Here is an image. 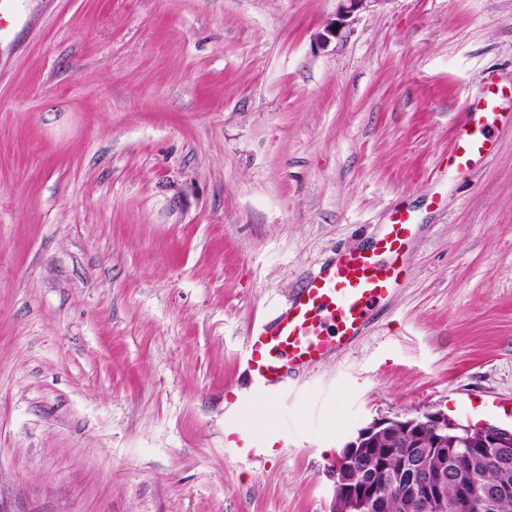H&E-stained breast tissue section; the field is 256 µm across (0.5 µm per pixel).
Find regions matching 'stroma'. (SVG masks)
<instances>
[{
	"label": "stroma",
	"instance_id": "stroma-1",
	"mask_svg": "<svg viewBox=\"0 0 512 512\" xmlns=\"http://www.w3.org/2000/svg\"><path fill=\"white\" fill-rule=\"evenodd\" d=\"M9 0L0 13V512H333L381 417L512 429V0ZM417 223L352 348L288 391L239 356L322 262ZM277 451L241 459L227 421ZM339 2L336 12V22L331 23L327 31L337 34L347 22L357 13L366 10L375 0H337ZM500 97V90L491 88L484 100L464 112L450 156L457 169L469 168L489 152L494 129L505 119L504 112H498Z\"/></svg>",
	"mask_w": 512,
	"mask_h": 512
}]
</instances>
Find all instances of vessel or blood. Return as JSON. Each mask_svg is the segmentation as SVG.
<instances>
[{
  "mask_svg": "<svg viewBox=\"0 0 512 512\" xmlns=\"http://www.w3.org/2000/svg\"><path fill=\"white\" fill-rule=\"evenodd\" d=\"M500 97L499 89H489L464 113L450 156L457 168L470 167L489 152L493 132L505 118ZM414 226L413 215L400 212L370 248L342 252L323 264L285 311L246 337L242 361L251 374L252 394L287 391L301 371L344 352L362 335L404 274ZM224 439L248 459L261 458L277 445L275 435L260 442L235 425L225 428Z\"/></svg>",
  "mask_w": 512,
  "mask_h": 512,
  "instance_id": "obj_1",
  "label": "vessel or blood"
}]
</instances>
